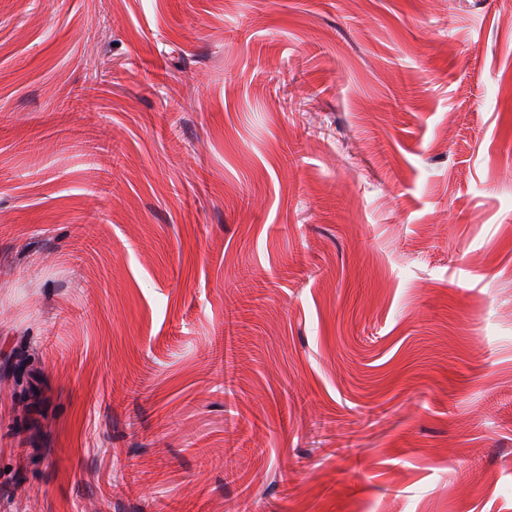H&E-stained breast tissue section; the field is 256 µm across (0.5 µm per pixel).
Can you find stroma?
Segmentation results:
<instances>
[{
    "label": "stroma",
    "instance_id": "obj_1",
    "mask_svg": "<svg viewBox=\"0 0 512 512\" xmlns=\"http://www.w3.org/2000/svg\"><path fill=\"white\" fill-rule=\"evenodd\" d=\"M172 505L512 512V0H0V512Z\"/></svg>",
    "mask_w": 512,
    "mask_h": 512
}]
</instances>
